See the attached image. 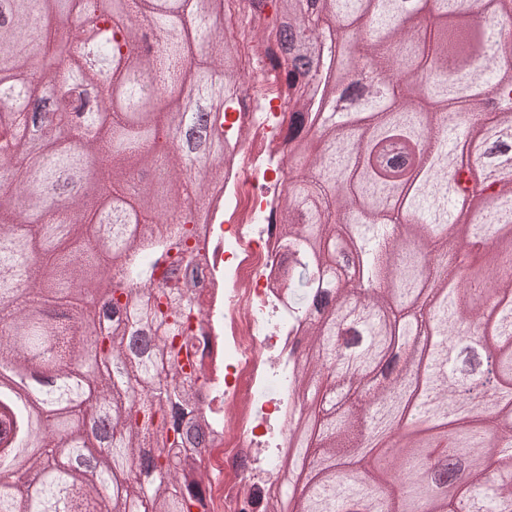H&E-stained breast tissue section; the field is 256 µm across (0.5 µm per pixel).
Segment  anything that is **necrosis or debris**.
I'll list each match as a JSON object with an SVG mask.
<instances>
[{
  "instance_id": "1",
  "label": "necrosis or debris",
  "mask_w": 512,
  "mask_h": 512,
  "mask_svg": "<svg viewBox=\"0 0 512 512\" xmlns=\"http://www.w3.org/2000/svg\"><path fill=\"white\" fill-rule=\"evenodd\" d=\"M237 52L254 78L224 109V138L234 154L186 323L195 336L187 354L205 367L197 407L214 428L212 443L197 455L207 478L193 512H270L284 421L294 407L291 353L303 347L291 294L277 281L278 268L291 260L278 224L289 112L282 98L259 91L275 70L273 53L257 40Z\"/></svg>"
}]
</instances>
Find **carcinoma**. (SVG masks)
Instances as JSON below:
<instances>
[{
  "mask_svg": "<svg viewBox=\"0 0 512 512\" xmlns=\"http://www.w3.org/2000/svg\"><path fill=\"white\" fill-rule=\"evenodd\" d=\"M114 18L104 0H0V368L25 369L36 382L32 412L0 394V474L18 465L25 491L0 485V512H190L196 486L180 479L197 463L170 449L206 447L205 419L180 432L194 405L202 367L177 360L191 280L202 260L205 226L188 218L155 230L194 204L221 207L212 187L224 179L216 116L195 125L161 112L163 94L195 84L206 101L211 78L239 80L210 4L127 0ZM250 0L247 31L293 52L295 39L314 69L284 60L280 93L316 139L294 145L300 176L280 204L292 264L284 271L306 316L314 355L297 365L302 402L322 392V410L302 407L291 425L287 479L305 476L291 512H512V0H491L493 19L473 29L470 0ZM85 114L98 136L73 142L71 117ZM40 126L41 160L29 170L31 196L55 201L14 222L30 149L26 122ZM477 167L448 164L452 140ZM205 147L206 180L191 176V153ZM86 157L106 192L96 208L68 189ZM175 169L167 210L155 190L129 198V172ZM472 199L469 220L451 219L452 195ZM361 240L369 287L341 279L350 257L338 237ZM498 242L478 269L498 271L484 307L482 281L460 276L464 242ZM100 294L99 320L112 332L90 336L77 311ZM484 338L499 400L470 415L454 407L461 391L484 385L476 373L454 379L448 334ZM433 336L421 354L413 336ZM506 447H500L503 435ZM400 477L394 491L390 474Z\"/></svg>",
  "mask_w": 512,
  "mask_h": 512,
  "instance_id": "cac0c4a2",
  "label": "carcinoma"
}]
</instances>
